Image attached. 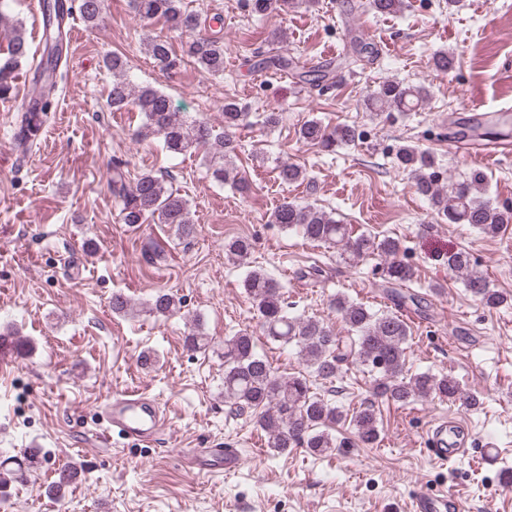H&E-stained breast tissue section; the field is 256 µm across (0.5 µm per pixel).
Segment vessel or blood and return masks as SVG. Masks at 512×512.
<instances>
[{
	"mask_svg": "<svg viewBox=\"0 0 512 512\" xmlns=\"http://www.w3.org/2000/svg\"><path fill=\"white\" fill-rule=\"evenodd\" d=\"M449 147L466 151L486 164H497L512 158V141L506 139L484 143L471 137L457 138L450 142ZM102 417L110 429L139 442H150L162 426L156 402L133 392L112 396L103 408ZM469 436L468 428L461 421L443 416L428 425L423 446L431 460L444 465L465 452ZM194 459L198 471L202 473L216 465L231 470L241 464L237 452L224 448L197 449ZM413 504L414 512H465L463 501L454 492L427 484L419 485Z\"/></svg>",
	"mask_w": 512,
	"mask_h": 512,
	"instance_id": "vessel-or-blood-1",
	"label": "vessel or blood"
}]
</instances>
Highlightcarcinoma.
<instances>
[{"mask_svg": "<svg viewBox=\"0 0 512 512\" xmlns=\"http://www.w3.org/2000/svg\"><path fill=\"white\" fill-rule=\"evenodd\" d=\"M138 15L147 21L159 20L172 32H194L201 26L199 15L188 11L183 0H134ZM290 4V0H250L253 14L264 16ZM104 0H80L78 11L88 24L100 21ZM369 8L379 14H397L404 9V0H369ZM148 52L161 67L172 65L168 39L157 36L148 43ZM28 42L22 26H11L8 39V57L0 63V97L13 89L15 69L28 59ZM188 55L201 70L212 74L224 73V45L208 36H197L188 44ZM272 64L281 70L295 71L299 81L315 84L325 75L316 70H300L292 60L277 58ZM106 67L112 71L110 106L120 110L134 104L144 115L143 128L162 138L164 148L173 154H184L193 149H207L209 168L213 178L246 189L244 182L233 175L224 160L236 151V144L226 133H217L207 123L192 120L175 110L168 97L149 87H134L126 76L124 61L118 56L106 58ZM55 81L39 83L31 80L33 104L23 123L27 130L36 132L47 116L50 96ZM429 96L423 86H412L393 80L381 82L367 100L368 109L393 108L398 112L415 111ZM246 113L237 103L224 102V128L240 126ZM356 130L338 126L329 132L318 120L304 123L299 130L303 141L332 148L354 140ZM397 164L412 175L417 194L428 200L437 214L450 224H467L478 232L493 237L503 225L512 223V208H499L486 195V175L472 170L461 179L440 181L438 163L434 156L411 146H403L396 153ZM277 178L284 184H293L305 178L303 170L283 163L278 166ZM112 192L122 203L126 224H139L146 217L157 224H167L182 238H191L196 226L191 216L189 201L178 191L165 186L163 178L145 172L133 184L126 183L125 173L112 170ZM271 223L284 230H298L312 242L333 246L340 257L355 263L377 255L383 258L386 282L401 286L412 277V268L397 259L400 243L391 237L361 234L351 235L348 225L336 220L332 213L311 205L301 206L285 200L271 214ZM253 249L252 243L242 237L224 242V254L240 264L246 263ZM448 268L462 280L468 292L488 307H498L507 297L490 287L486 278L471 264L465 251L448 255ZM243 288L251 298L262 334L267 340L296 349L309 369L303 374H280L268 358L259 353L255 337L238 332L224 337V402L238 415L252 417L255 425L268 436V448L277 456L301 447L312 455L322 456L338 448L355 445L371 446L379 437L378 420L373 404H362L352 417L353 437L337 439L330 432L336 425L348 420L343 406L312 391L313 381L331 383L339 377L341 363L351 360L363 366L373 379L374 395L395 403L407 404L416 398L437 397L450 402L461 401L465 406L480 405L475 393H462L458 382L448 376L437 377L428 372L411 374L406 370V350L410 337L407 323L394 313L376 312L366 305L344 295L333 301L336 311L347 326V335L339 336L324 322L300 318L288 313L279 282L261 267L246 272ZM182 301L164 290L158 291L147 311L166 315L179 311ZM211 338L198 333L184 337V347L193 352L210 348Z\"/></svg>", "mask_w": 512, "mask_h": 512, "instance_id": "1", "label": "carcinoma"}]
</instances>
